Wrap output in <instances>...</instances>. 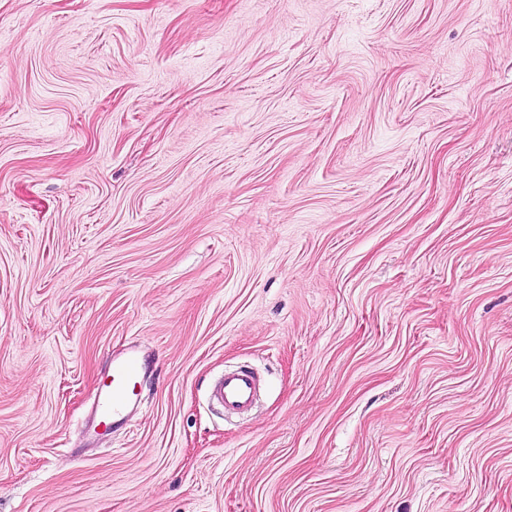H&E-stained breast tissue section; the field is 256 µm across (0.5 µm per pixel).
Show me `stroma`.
<instances>
[{
    "mask_svg": "<svg viewBox=\"0 0 512 512\" xmlns=\"http://www.w3.org/2000/svg\"><path fill=\"white\" fill-rule=\"evenodd\" d=\"M0 512H512V0H0ZM143 370V362L136 351L127 356L112 360V380L98 389L97 409L112 416L114 421H128L130 411H137L140 402L131 399L127 390L129 382L138 378ZM263 385V379L253 370L226 371L212 384L210 400L224 410L226 419L240 418L257 405Z\"/></svg>",
    "mask_w": 512,
    "mask_h": 512,
    "instance_id": "35a3bbf8",
    "label": "stroma"
}]
</instances>
